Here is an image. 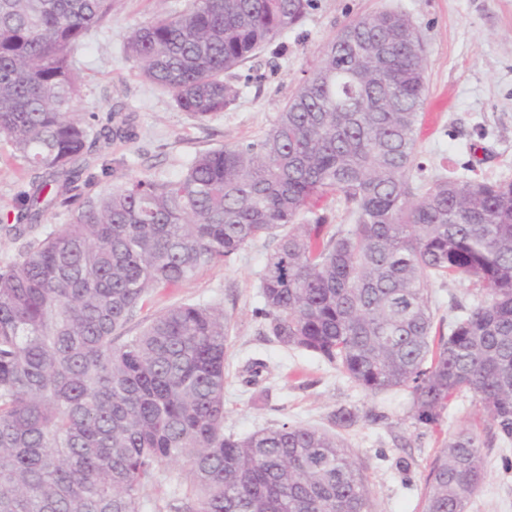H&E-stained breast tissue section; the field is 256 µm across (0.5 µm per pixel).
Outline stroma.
I'll return each mask as SVG.
<instances>
[{
  "instance_id": "obj_1",
  "label": "stroma",
  "mask_w": 512,
  "mask_h": 512,
  "mask_svg": "<svg viewBox=\"0 0 512 512\" xmlns=\"http://www.w3.org/2000/svg\"><path fill=\"white\" fill-rule=\"evenodd\" d=\"M385 8L408 13L426 44L427 91L417 129L424 181L451 174L512 180V0H317L288 35L287 54L275 59L265 52L239 69L237 103L203 121L180 112L169 93L140 78L126 61L125 35L148 21L158 5L121 0L108 27L79 56V113L103 115L121 104L133 115L131 138L90 158L92 194L111 190L118 167L129 175L173 178L198 152L262 139L339 29ZM30 177L27 164L0 141V220L13 218L17 193ZM272 247V240H257L186 281L152 290L131 331L175 305L220 306L231 317L233 336L225 431L243 435L283 421L327 429L338 407L356 409L357 423L340 435L365 471L374 512H421L431 462L449 435L466 427L483 442L486 460L485 481L467 512H512V444L493 436L472 397L453 399L441 424L425 428L411 417L408 392L368 395L317 357L284 349L270 336L254 310L261 304L259 274ZM255 359L268 370L249 385L245 367Z\"/></svg>"
}]
</instances>
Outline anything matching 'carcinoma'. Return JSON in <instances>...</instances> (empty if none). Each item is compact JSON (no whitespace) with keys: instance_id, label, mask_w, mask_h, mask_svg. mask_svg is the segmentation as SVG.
Returning <instances> with one entry per match:
<instances>
[{"instance_id":"1","label":"carcinoma","mask_w":512,"mask_h":512,"mask_svg":"<svg viewBox=\"0 0 512 512\" xmlns=\"http://www.w3.org/2000/svg\"><path fill=\"white\" fill-rule=\"evenodd\" d=\"M315 2L178 0L129 31L125 57L206 120L240 97L224 76L284 54ZM118 3L0 0V138L32 171L10 230L18 240L49 206L71 208L0 270V512H145L165 464L186 475L164 512H372L335 433L224 432L223 308L181 304L126 335L151 289L262 236L275 245L258 314L277 343L370 395L409 392L420 425L469 394L511 444L512 181L448 176L414 192L427 56L410 17L345 25L261 140L199 153L175 179L122 173L92 196L86 158L131 131L119 110L98 130L76 113V52ZM333 193L354 223L329 235L312 203ZM448 277L479 295L434 336L433 280ZM484 476L482 442L456 433L423 512H466Z\"/></svg>"}]
</instances>
